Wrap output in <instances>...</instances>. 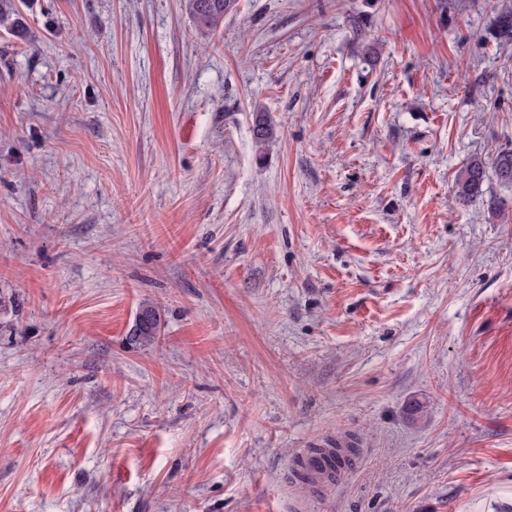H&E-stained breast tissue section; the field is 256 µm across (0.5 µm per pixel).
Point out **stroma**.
<instances>
[{
    "mask_svg": "<svg viewBox=\"0 0 512 512\" xmlns=\"http://www.w3.org/2000/svg\"><path fill=\"white\" fill-rule=\"evenodd\" d=\"M16 4L0 512H512V0ZM233 5V0H186L185 6L199 27L212 29L223 22ZM487 166L481 158H474L457 174L455 194L462 202H467L482 192L487 178ZM161 315L155 306L144 302L137 310L135 322L130 330L129 340L143 347L158 342ZM334 457L336 456V467L334 465L333 478L336 479L337 475L340 474L342 463L337 459V453L333 452ZM328 451H311L305 457V468L310 476L323 487H328L332 483L331 474L333 463V457Z\"/></svg>",
    "mask_w": 512,
    "mask_h": 512,
    "instance_id": "35a3bbf8",
    "label": "stroma"
}]
</instances>
